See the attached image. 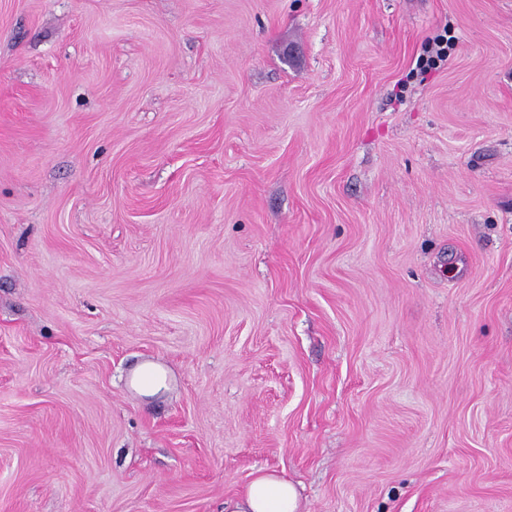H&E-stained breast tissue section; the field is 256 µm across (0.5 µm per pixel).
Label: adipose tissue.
Instances as JSON below:
<instances>
[{
    "mask_svg": "<svg viewBox=\"0 0 512 512\" xmlns=\"http://www.w3.org/2000/svg\"><path fill=\"white\" fill-rule=\"evenodd\" d=\"M300 495L288 479L256 471L244 491L224 504V512H299Z\"/></svg>",
    "mask_w": 512,
    "mask_h": 512,
    "instance_id": "1",
    "label": "adipose tissue"
}]
</instances>
